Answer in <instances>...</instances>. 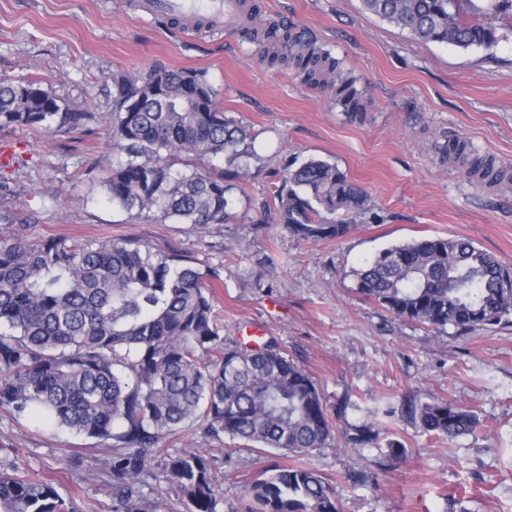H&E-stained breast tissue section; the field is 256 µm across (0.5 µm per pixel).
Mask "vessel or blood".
<instances>
[{
  "mask_svg": "<svg viewBox=\"0 0 512 512\" xmlns=\"http://www.w3.org/2000/svg\"><path fill=\"white\" fill-rule=\"evenodd\" d=\"M137 9L147 18L178 17L186 33L201 20L217 32H234L254 23L242 0H138Z\"/></svg>",
  "mask_w": 512,
  "mask_h": 512,
  "instance_id": "b4317fda",
  "label": "vessel or blood"
}]
</instances>
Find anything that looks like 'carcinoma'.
Here are the masks:
<instances>
[{
    "instance_id": "carcinoma-1",
    "label": "carcinoma",
    "mask_w": 512,
    "mask_h": 512,
    "mask_svg": "<svg viewBox=\"0 0 512 512\" xmlns=\"http://www.w3.org/2000/svg\"><path fill=\"white\" fill-rule=\"evenodd\" d=\"M366 10L418 38L463 49L512 37V0H363ZM277 57L313 78L335 63L300 49L290 33L256 29ZM336 94L360 101L343 80ZM102 119L120 160L103 181L132 218L153 216L204 228L229 219L230 181L261 160L242 124L219 106L206 74L155 66L112 78V109L70 108L36 78H0V129L63 135ZM219 159L221 173L200 169ZM183 161L184 169H174ZM284 229L302 239L339 238V218L370 198L336 165L311 159L290 170L274 196ZM357 290L396 317L434 329L497 326L512 317V271L463 238L422 239L381 250L353 271ZM220 271L133 240L69 242L0 235V408L107 443L117 512H161L139 490L165 440L190 426L246 447L309 453L335 438L333 417L311 377L268 343L248 349L220 336L214 288ZM421 427L448 439L471 433L470 411L435 399L413 408ZM384 429L367 415L343 433L376 448ZM165 481L187 512H217L207 458L169 456ZM245 512H339L335 489L316 471L277 466L242 486ZM0 512H74L52 483L0 474Z\"/></svg>"
}]
</instances>
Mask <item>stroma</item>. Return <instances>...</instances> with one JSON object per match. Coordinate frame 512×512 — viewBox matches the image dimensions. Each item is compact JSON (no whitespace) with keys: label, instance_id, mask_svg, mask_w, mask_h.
<instances>
[{"label":"stroma","instance_id":"1","mask_svg":"<svg viewBox=\"0 0 512 512\" xmlns=\"http://www.w3.org/2000/svg\"><path fill=\"white\" fill-rule=\"evenodd\" d=\"M261 26L288 29L355 78L363 119H349L329 88L295 65L270 62L268 44L245 34L174 35L139 16L135 0H0V77H38L74 108L112 107V76L154 66L205 72L221 108L263 157L228 195L235 221L200 230L139 219L112 205L100 182L116 162L102 122L55 136L0 130V211L33 237L106 242L131 238L219 268L222 336L249 343L259 327L312 377L328 407L351 403L349 423L382 414L406 457L387 447L333 442L309 454L243 449L192 428L166 455L199 452L218 479V512H236L245 481L272 462L316 470L337 490L340 512H512V322L467 333L402 321L365 300L352 275L379 251L423 238H466L512 269V42L491 50L424 42L366 11L362 0H251ZM492 157L498 178L464 177ZM336 164L372 197L339 239L284 231L272 199L289 167ZM439 398L471 410L472 433L445 439L410 413ZM393 416H385V409ZM0 472L52 481L76 512H115L99 440L0 409ZM151 464L142 493L165 512H186ZM81 466H74V459ZM376 479L362 483L363 473Z\"/></svg>","mask_w":512,"mask_h":512}]
</instances>
